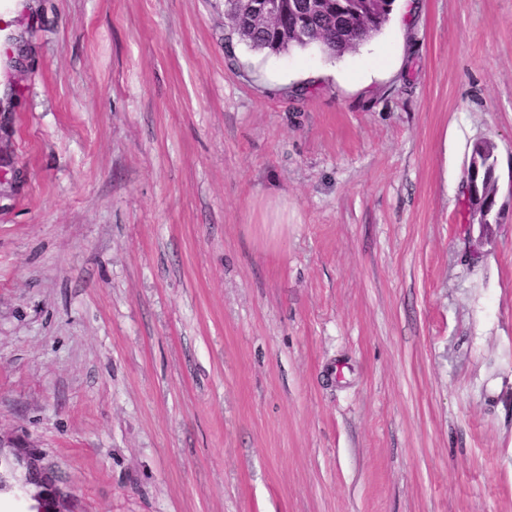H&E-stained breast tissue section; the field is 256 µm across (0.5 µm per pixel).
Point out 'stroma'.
<instances>
[{"instance_id": "obj_1", "label": "stroma", "mask_w": 512, "mask_h": 512, "mask_svg": "<svg viewBox=\"0 0 512 512\" xmlns=\"http://www.w3.org/2000/svg\"><path fill=\"white\" fill-rule=\"evenodd\" d=\"M418 2L0 0V434L77 512H512V0ZM224 0V52L225 58L232 65L236 62L234 44L239 41H247L257 47L269 50L271 53H279L286 48L288 40L275 42V34L278 28L288 31L292 25L299 21L293 11L288 9V3L283 10L281 0H238L241 11L235 12L229 7V2ZM281 11V13H280ZM251 16L267 17L280 13L274 19H259ZM303 2L297 5V10L301 14L304 22H301L294 28V31L291 33L296 39L304 40L306 34L308 33V24L311 19L321 14L326 7V0H301ZM351 1L355 0H330V4L333 6L332 13L312 22L307 41L295 47L307 48L313 46V48L319 49L327 56L336 58L346 52L355 50L357 45L359 46L371 32L377 31L380 25L383 26L386 23L382 24L384 18L381 17L386 14L385 11H383L376 19L370 20L368 24L364 26L370 28L357 33L351 41H344L338 27L341 17L345 10L357 9L360 6V4L352 3ZM349 48L352 49L346 51Z\"/></svg>"}]
</instances>
